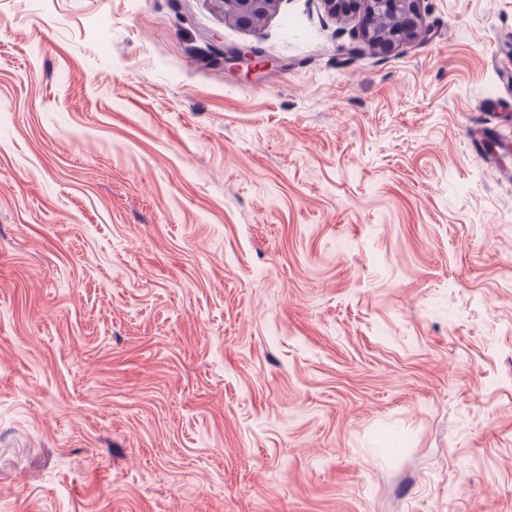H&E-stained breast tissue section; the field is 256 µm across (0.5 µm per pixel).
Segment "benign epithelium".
<instances>
[{
    "label": "benign epithelium",
    "instance_id": "obj_1",
    "mask_svg": "<svg viewBox=\"0 0 512 512\" xmlns=\"http://www.w3.org/2000/svg\"><path fill=\"white\" fill-rule=\"evenodd\" d=\"M224 18L244 27H256L276 11L281 0H220ZM327 12L335 18L344 19L358 9L367 15L403 11L406 21L392 37L384 38L367 24L357 30V39L380 51H391L409 41L417 39L422 31L421 0H322ZM224 62L234 64L247 59L257 61L262 51L256 47L223 51Z\"/></svg>",
    "mask_w": 512,
    "mask_h": 512
}]
</instances>
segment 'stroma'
Instances as JSON below:
<instances>
[{
	"mask_svg": "<svg viewBox=\"0 0 512 512\" xmlns=\"http://www.w3.org/2000/svg\"><path fill=\"white\" fill-rule=\"evenodd\" d=\"M421 8L0 0V512H512V0ZM224 17L244 27H257L276 11L281 0H218ZM422 0H322L327 12L335 18L344 19L353 10L363 14L376 15L402 10L406 21L392 37H381L365 21L357 30V39L369 47L380 51H391L397 46L416 40L422 31L420 3Z\"/></svg>",
	"mask_w": 512,
	"mask_h": 512,
	"instance_id": "35a3bbf8",
	"label": "stroma"
}]
</instances>
